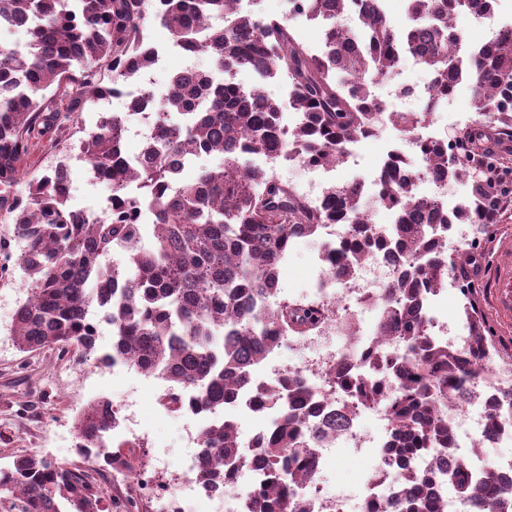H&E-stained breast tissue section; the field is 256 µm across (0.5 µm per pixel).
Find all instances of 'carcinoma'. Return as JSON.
I'll list each match as a JSON object with an SVG mask.
<instances>
[{
    "label": "carcinoma",
    "instance_id": "1",
    "mask_svg": "<svg viewBox=\"0 0 512 512\" xmlns=\"http://www.w3.org/2000/svg\"><path fill=\"white\" fill-rule=\"evenodd\" d=\"M408 2L416 26L400 30L379 0H289L290 12L323 23L325 50L317 54L287 20L241 14L237 0H0V33L22 29L27 37L20 50L0 48V224L12 225L24 242L17 261L29 277L12 325L14 343L22 352L75 349L95 356L93 314L103 312L112 325V352L96 360L108 364L118 356L167 381L161 404L168 411L206 414L238 401L270 415L268 428L248 443L238 424L223 418L200 433L201 454L212 460L195 473L200 486L213 490L247 466L257 470V487L240 496L234 512H312L303 487L320 471L318 443L344 422L324 408L300 371L258 375L283 337L306 339L329 321L327 307L304 297L276 299L294 236L319 238L326 224L352 225L342 247L328 252L334 276L347 278L370 251L395 266L363 345L331 369L336 385L359 405L386 399L395 424L381 450L384 467L369 477L365 512H387L381 492L397 512H440L441 485L467 512H512V480L459 454L442 413L447 403H463L477 361L492 347L483 320L468 308L476 339L470 353L437 342L425 328L427 292L446 287L456 267L448 259L452 225L445 208L421 201L419 177L393 157L377 198L394 210L396 223L376 233L358 186H329L325 205L313 209L293 184L243 161L263 155L275 163L292 154L312 165L336 164L343 145L378 131L385 108L371 85L392 75L406 53L430 78L420 111L388 114L400 134L413 136L466 80L475 112L512 138V29L462 59L448 51L455 15L476 7L483 18L495 0ZM151 21L186 53L208 55L211 68L181 70L160 92L141 88L132 106H152L157 127L140 161L122 149L125 121L118 113H101L96 130L79 139L76 159L111 186L112 210L90 218L72 208L62 167L29 177L28 193L19 191L32 139L48 134L50 147H58L72 137L70 118L87 102L156 65ZM104 69L112 73L109 84L101 79ZM241 71L286 81L288 103L237 82ZM60 89L68 100L63 111L55 102ZM286 107L300 114L291 128L283 121ZM173 113L179 121L170 120ZM487 137L482 123L467 134L492 152ZM422 152L430 177H472L468 161L448 158V141H427ZM203 154L222 161L179 180ZM485 203L473 182L454 220L476 223ZM145 233L148 248L140 245ZM115 250L128 262L103 265ZM383 338L400 340L404 353L384 352L375 343ZM486 417L492 432L512 422L497 399ZM117 423L118 410L99 400L77 422L80 460L33 452L0 467V512H110L112 497L90 472L103 464L130 473L143 467V443L107 442Z\"/></svg>",
    "mask_w": 512,
    "mask_h": 512
}]
</instances>
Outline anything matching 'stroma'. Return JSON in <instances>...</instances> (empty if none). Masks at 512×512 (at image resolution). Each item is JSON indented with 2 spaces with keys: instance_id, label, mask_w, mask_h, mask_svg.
<instances>
[{
  "instance_id": "35a3bbf8",
  "label": "stroma",
  "mask_w": 512,
  "mask_h": 512,
  "mask_svg": "<svg viewBox=\"0 0 512 512\" xmlns=\"http://www.w3.org/2000/svg\"><path fill=\"white\" fill-rule=\"evenodd\" d=\"M504 23L512 24V0H498L494 18L479 21L461 13L453 21L458 35L473 48L493 37ZM478 120L472 107V90L464 82L457 88L453 102L435 113L429 132L436 137L462 133ZM397 138L392 125L381 126L377 137L361 143L360 166L345 164L337 174L338 183L350 182L362 169L379 161L382 152ZM69 173L73 184L70 206L101 213L111 187L102 181H89L86 165L79 160H70ZM0 238L9 242L8 248L0 251V263L6 267L0 277V466L10 464L16 455L35 451L74 460L79 415L94 401L106 397L119 407L120 426H133L138 434L148 437L147 457H161L170 471H179L198 450L199 422L169 412L159 403V396L167 388L164 380L133 368L115 372L75 352L23 353L16 348L10 330L17 308L27 297L28 275L14 263L20 246L13 238L11 225L0 224ZM505 239L512 241V206L497 214L494 223L480 234L465 271L457 270L449 276L448 319L463 320L465 302L473 301L490 327L497 353L512 356V320H500L481 274L483 265L512 261V250L500 248ZM318 252L319 244L313 240L294 244L281 266L279 298L304 296ZM464 277L471 284V295L467 298L459 291ZM376 466L375 458H359L352 450L340 448L329 460L323 476L331 489L339 483L363 486Z\"/></svg>"
}]
</instances>
